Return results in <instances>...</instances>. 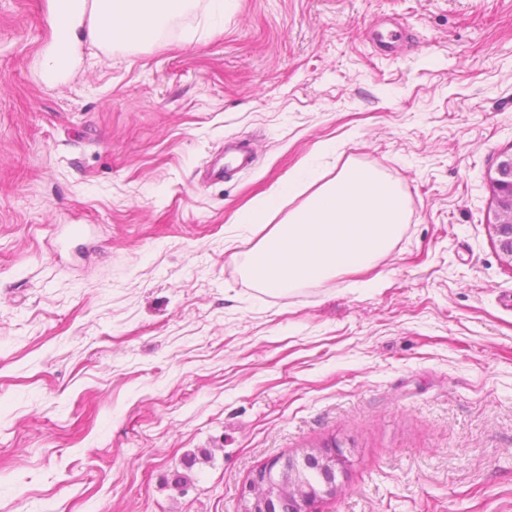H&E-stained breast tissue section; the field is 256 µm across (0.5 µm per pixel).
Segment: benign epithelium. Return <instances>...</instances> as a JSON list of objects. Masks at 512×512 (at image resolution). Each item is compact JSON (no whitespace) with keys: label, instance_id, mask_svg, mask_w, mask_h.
Here are the masks:
<instances>
[{"label":"benign epithelium","instance_id":"benign-epithelium-1","mask_svg":"<svg viewBox=\"0 0 512 512\" xmlns=\"http://www.w3.org/2000/svg\"><path fill=\"white\" fill-rule=\"evenodd\" d=\"M488 180L499 251L512 265V153L503 156ZM349 463L345 450L336 443L300 457L274 458L255 470L245 483L238 512H316L320 500L342 491L337 478L346 472ZM312 468L321 473V482L315 485L304 478Z\"/></svg>","mask_w":512,"mask_h":512}]
</instances>
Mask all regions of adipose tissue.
Wrapping results in <instances>:
<instances>
[{
    "label": "adipose tissue",
    "mask_w": 512,
    "mask_h": 512,
    "mask_svg": "<svg viewBox=\"0 0 512 512\" xmlns=\"http://www.w3.org/2000/svg\"><path fill=\"white\" fill-rule=\"evenodd\" d=\"M190 0H111L108 7H88L75 0L76 25L87 28L90 40L109 47L140 45L157 38L165 23L182 13Z\"/></svg>",
    "instance_id": "1"
}]
</instances>
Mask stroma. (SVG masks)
<instances>
[{"label": "stroma", "instance_id": "35a3bbf8", "mask_svg": "<svg viewBox=\"0 0 512 512\" xmlns=\"http://www.w3.org/2000/svg\"><path fill=\"white\" fill-rule=\"evenodd\" d=\"M53 9L0 0V512H237L256 469L333 441L350 465L318 512H512L487 186L512 0H235L220 32L194 0L134 48L79 36L60 76ZM389 21L408 51L377 50ZM229 140L253 167L204 182ZM306 160L398 186L373 286L243 275L266 230L236 212Z\"/></svg>", "mask_w": 512, "mask_h": 512}]
</instances>
